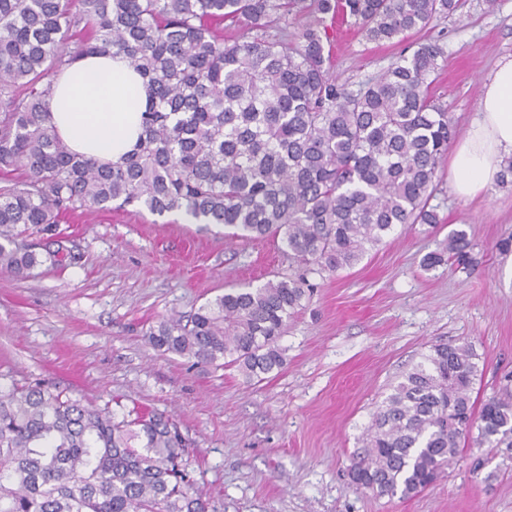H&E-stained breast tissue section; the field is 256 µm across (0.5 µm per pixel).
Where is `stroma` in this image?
<instances>
[{"label":"stroma","instance_id":"obj_1","mask_svg":"<svg viewBox=\"0 0 512 512\" xmlns=\"http://www.w3.org/2000/svg\"><path fill=\"white\" fill-rule=\"evenodd\" d=\"M420 43L439 44L428 91L466 132L484 83L512 58V0H466L455 15L401 42L376 45L334 31L331 73L348 89ZM431 200L443 226L397 229L361 262L315 277L311 300L279 344L285 365L246 383L159 350L148 333L225 289L290 274L272 239L228 240L216 224L133 204L60 220L77 264L0 273V386L41 379L116 417L156 412L188 439L187 459L208 512H512V448L460 445L443 477L411 498H377L348 477L373 412L402 373L438 341L471 343L482 403L512 370V181L465 202L448 165ZM465 228L478 265L427 271L450 230Z\"/></svg>","mask_w":512,"mask_h":512}]
</instances>
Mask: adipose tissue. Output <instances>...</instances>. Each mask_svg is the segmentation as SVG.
Listing matches in <instances>:
<instances>
[{"mask_svg":"<svg viewBox=\"0 0 512 512\" xmlns=\"http://www.w3.org/2000/svg\"><path fill=\"white\" fill-rule=\"evenodd\" d=\"M149 88L123 56L84 57L66 66L49 100L48 119L74 153L116 166L135 149ZM478 118L450 162L453 187L465 201L484 194L512 156V59L484 84Z\"/></svg>","mask_w":512,"mask_h":512,"instance_id":"obj_1","label":"adipose tissue"}]
</instances>
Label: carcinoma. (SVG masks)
<instances>
[{
	"mask_svg": "<svg viewBox=\"0 0 512 512\" xmlns=\"http://www.w3.org/2000/svg\"><path fill=\"white\" fill-rule=\"evenodd\" d=\"M459 0H0V272L26 278L76 256L21 245L56 237L58 218L140 204L220 224L231 238L280 239L297 272L230 288L150 343L251 382L285 364L279 339L313 292L310 277L358 264L396 227L441 223L430 200L458 134L428 88L444 55L420 43L349 91L325 44L340 22L369 42L407 38ZM308 17L301 28L290 21ZM254 34L226 39L223 27ZM125 56L152 91L137 148L120 166L73 153L47 124L61 70L85 55ZM474 266L463 229L422 266ZM472 345L438 342L391 385L366 430L351 482L374 496L433 485L475 436L512 447V374L481 407ZM188 443L161 414L117 420L44 382L0 388V512H208Z\"/></svg>",
	"mask_w": 512,
	"mask_h": 512,
	"instance_id": "carcinoma-1",
	"label": "carcinoma"
}]
</instances>
